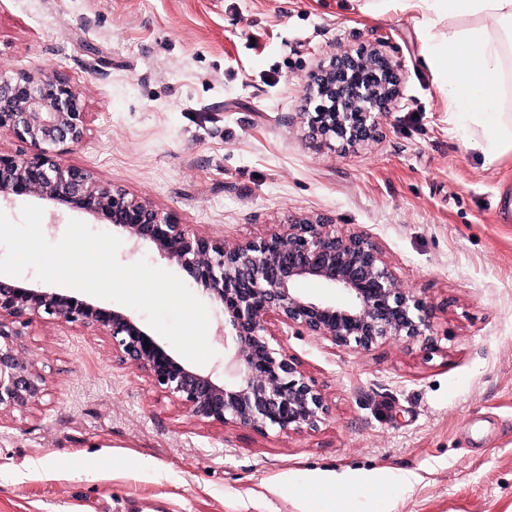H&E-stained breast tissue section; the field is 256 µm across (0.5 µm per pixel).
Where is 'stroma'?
<instances>
[{
	"label": "stroma",
	"mask_w": 512,
	"mask_h": 512,
	"mask_svg": "<svg viewBox=\"0 0 512 512\" xmlns=\"http://www.w3.org/2000/svg\"><path fill=\"white\" fill-rule=\"evenodd\" d=\"M404 65L400 108L348 149L295 121L340 49ZM58 71L88 114L63 157L228 244L325 214L434 307L437 348L372 351L271 322L322 389L318 430L190 417L108 336L23 330L35 406L0 413V512H512V151L454 125L419 33L355 0H0V73ZM52 243L85 212L43 203ZM375 474L363 489L325 475Z\"/></svg>",
	"instance_id": "stroma-1"
}]
</instances>
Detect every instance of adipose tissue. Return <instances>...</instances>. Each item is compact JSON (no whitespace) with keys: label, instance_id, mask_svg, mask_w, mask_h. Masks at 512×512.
<instances>
[{"label":"adipose tissue","instance_id":"ef3b65f1","mask_svg":"<svg viewBox=\"0 0 512 512\" xmlns=\"http://www.w3.org/2000/svg\"><path fill=\"white\" fill-rule=\"evenodd\" d=\"M420 33L448 111L480 130L487 158L512 150V0H363Z\"/></svg>","mask_w":512,"mask_h":512}]
</instances>
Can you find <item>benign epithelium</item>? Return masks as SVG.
<instances>
[{"label": "benign epithelium", "mask_w": 512, "mask_h": 512, "mask_svg": "<svg viewBox=\"0 0 512 512\" xmlns=\"http://www.w3.org/2000/svg\"><path fill=\"white\" fill-rule=\"evenodd\" d=\"M312 80L338 105L335 112L322 107L296 113L313 139L367 142L401 104L402 64L378 48L338 50ZM0 133L37 149L28 157L0 155V197L67 205L106 221L129 241L152 244L224 312V346L232 348L224 365L230 379L220 382L181 361L124 309L40 284L0 280V412L36 405L43 397V379L20 344L22 328L43 314L103 332L118 364L142 370L191 417L259 434L314 431L327 414L315 381L273 344L267 327L272 318L363 352L387 341L437 346L432 304L400 286L367 236L345 234L317 216L228 245L195 235L151 203L64 163L61 155L87 134V113L79 92L59 72L0 75ZM305 281L332 288L341 298L306 295L299 288Z\"/></svg>", "instance_id": "1"}]
</instances>
